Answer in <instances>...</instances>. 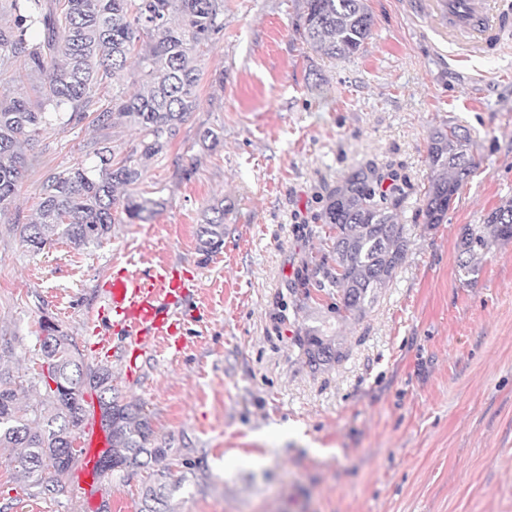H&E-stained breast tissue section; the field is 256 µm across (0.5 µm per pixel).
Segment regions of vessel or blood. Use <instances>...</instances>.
Returning <instances> with one entry per match:
<instances>
[{
    "mask_svg": "<svg viewBox=\"0 0 512 512\" xmlns=\"http://www.w3.org/2000/svg\"><path fill=\"white\" fill-rule=\"evenodd\" d=\"M428 11L449 35L472 38L496 48L512 35V0H430ZM194 287L178 268L163 264L149 273L121 268L107 280L102 294L113 335L129 340L133 351H146L179 332L176 316ZM80 472L87 497H95L102 476L97 469L100 438L95 415H87L81 431Z\"/></svg>",
    "mask_w": 512,
    "mask_h": 512,
    "instance_id": "b4317fda",
    "label": "vessel or blood"
}]
</instances>
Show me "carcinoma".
Instances as JSON below:
<instances>
[{
  "mask_svg": "<svg viewBox=\"0 0 512 512\" xmlns=\"http://www.w3.org/2000/svg\"><path fill=\"white\" fill-rule=\"evenodd\" d=\"M12 23L0 26V76L12 60L23 59L25 76L39 77V99L0 94V212L15 197L28 168L24 146L45 128L75 127L86 119L106 128L121 121L139 138L131 154L115 160L108 146L96 161L83 162L42 183L38 218L17 225L23 245L40 251L57 237L80 248L99 243L121 220H149L158 203L135 191L142 169L138 154L163 152L198 105L201 49L224 30L223 0H8ZM374 17L366 0H306L296 32L329 59L355 55L372 37ZM136 59L140 88L118 93L90 113L95 87L120 78ZM475 140L462 124H440L427 136L430 170L419 216L426 228L445 223L448 210L476 169ZM124 189L123 197L116 190ZM410 184L395 169L367 163L347 175L324 199L316 220L329 226L331 258L316 274V287L333 299L336 318L361 316L376 292L386 287L404 261L408 239L398 216ZM512 239V201L487 213L484 223L464 227L457 258L463 283L476 272L493 242ZM198 251L208 259L224 247V202L204 211L196 229ZM296 344L310 366L342 362L347 353L307 330ZM38 383L47 407L22 409L18 389L0 372V448H24L18 463L26 473L50 470L51 491H64L78 445L87 391L96 394L110 439L112 470L151 468L169 457L181 459L176 481L156 470L142 491L140 512H173L172 500L188 479H199L190 449L155 437L151 421L136 402L118 399L108 367L85 362L77 344L46 327L39 337Z\"/></svg>",
  "mask_w": 512,
  "mask_h": 512,
  "instance_id": "1",
  "label": "carcinoma"
}]
</instances>
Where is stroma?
Wrapping results in <instances>:
<instances>
[{
	"label": "stroma",
	"instance_id": "1",
	"mask_svg": "<svg viewBox=\"0 0 512 512\" xmlns=\"http://www.w3.org/2000/svg\"><path fill=\"white\" fill-rule=\"evenodd\" d=\"M375 19L362 50L331 60L294 31L305 0H224V29L204 50L198 107L137 187L157 200L142 224L112 226L100 244L57 240L34 252L17 225L34 220L41 184L117 158L135 129L48 127L0 213V368L18 376L22 405L40 325L54 321L90 364L112 370L125 401L143 405L157 438L192 448L207 478L175 512H512V241L493 243L471 283L459 280L466 225L512 199V44L449 63L447 31L417 0H367ZM468 127L479 166L426 228V137ZM219 133L215 150L201 131ZM403 166L413 184L400 221L410 241L396 276L358 318L342 321L306 292L327 254L323 198L366 163ZM223 202L224 248L210 260L195 230ZM178 267L197 288L180 309L177 347L161 342L126 372L127 345L95 344L108 328L100 295L112 271ZM320 329L347 358L312 368L296 336ZM295 425L293 433L279 426ZM0 448V512H91L76 472L54 494L52 472L22 473ZM148 470L106 474L111 512H139Z\"/></svg>",
	"mask_w": 512,
	"mask_h": 512
}]
</instances>
